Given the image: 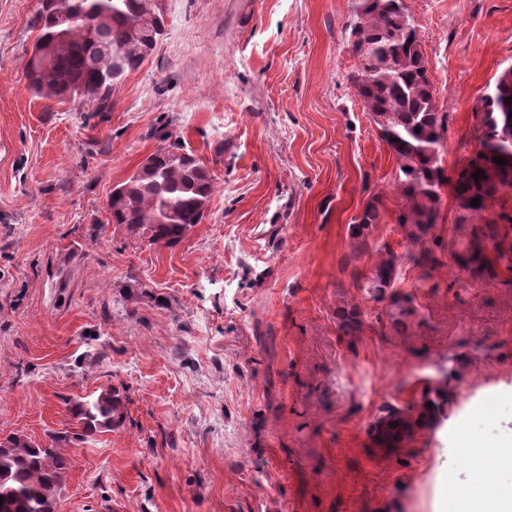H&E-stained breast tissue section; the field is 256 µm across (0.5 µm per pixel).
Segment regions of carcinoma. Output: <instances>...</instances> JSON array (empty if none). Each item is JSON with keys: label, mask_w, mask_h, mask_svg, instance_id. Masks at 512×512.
Listing matches in <instances>:
<instances>
[{"label": "carcinoma", "mask_w": 512, "mask_h": 512, "mask_svg": "<svg viewBox=\"0 0 512 512\" xmlns=\"http://www.w3.org/2000/svg\"><path fill=\"white\" fill-rule=\"evenodd\" d=\"M34 25L39 36L26 65L33 93L60 101L81 95L103 103L112 85L151 55L165 19L162 11L151 8V0H42ZM351 28L359 29L377 49L375 61L359 60L347 79L395 156L403 201L397 223L412 226L409 239L422 240L437 224L440 191L447 186L457 208V238L448 240L456 266L489 279L512 272V215L506 199L512 193V102H504L512 97V67L499 74L474 107L480 146L490 149L486 164L472 167L467 161L451 179L440 157L447 113L440 111L428 75L419 26L402 0H363ZM502 156L506 164L494 162ZM478 172L483 177L476 182L472 175ZM213 191L209 169L193 154L181 145L163 148L112 190L111 221L147 229L155 241L173 245L202 221ZM476 197L487 204H464ZM381 216L378 201H370L351 226L357 249L367 247ZM396 266L392 253L375 267L366 281L373 297L382 299L393 287ZM338 319L341 335L360 333V308H343ZM452 375L448 370L404 407L381 411L370 427L375 439L392 446L419 429L438 427L453 403ZM71 412L81 424L82 440L118 430L126 421L122 398L112 389L75 401ZM59 441L56 436L44 446L21 436L0 441V512H54L70 468L69 459L56 448Z\"/></svg>", "instance_id": "carcinoma-1"}]
</instances>
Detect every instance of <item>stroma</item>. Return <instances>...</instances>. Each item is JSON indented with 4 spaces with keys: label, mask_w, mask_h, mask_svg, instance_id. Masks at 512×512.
I'll return each instance as SVG.
<instances>
[{
    "label": "stroma",
    "mask_w": 512,
    "mask_h": 512,
    "mask_svg": "<svg viewBox=\"0 0 512 512\" xmlns=\"http://www.w3.org/2000/svg\"><path fill=\"white\" fill-rule=\"evenodd\" d=\"M358 3L163 0L154 51L101 105L32 94L42 0H0V437L79 431L68 401L107 389L127 412L61 443L58 512H466L482 487L464 448L512 445V275L453 264L449 194L422 243L397 224L396 159L346 79ZM404 3L451 175L512 65V0ZM176 142L214 192L168 246L112 223L108 203ZM376 194L384 217L358 256L350 226ZM423 247L434 267L406 258ZM391 252L393 296L373 299L359 279ZM351 306L364 323L348 341L336 311ZM448 367V420L379 447L381 409Z\"/></svg>",
    "instance_id": "1"
}]
</instances>
